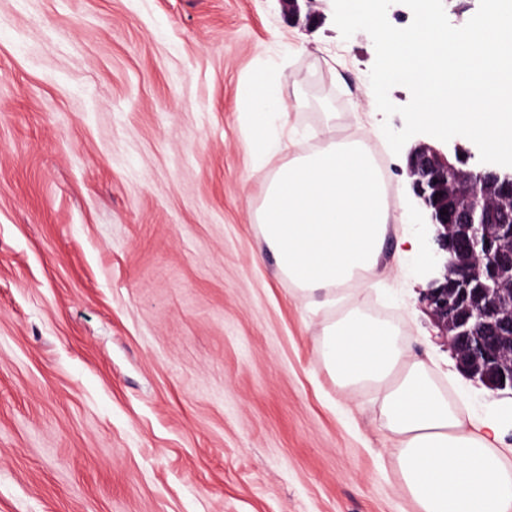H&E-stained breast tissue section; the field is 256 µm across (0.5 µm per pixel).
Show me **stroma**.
<instances>
[{"label":"stroma","instance_id":"1","mask_svg":"<svg viewBox=\"0 0 512 512\" xmlns=\"http://www.w3.org/2000/svg\"><path fill=\"white\" fill-rule=\"evenodd\" d=\"M279 0H0V512H417L372 389L318 344L324 292L279 275L263 187L327 136L363 140L415 211L369 34ZM269 69L295 142L249 155ZM427 225L394 223L339 310L394 317L473 416L512 410L458 368L422 296Z\"/></svg>","mask_w":512,"mask_h":512}]
</instances>
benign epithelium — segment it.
Returning a JSON list of instances; mask_svg holds the SVG:
<instances>
[{
  "label": "benign epithelium",
  "mask_w": 512,
  "mask_h": 512,
  "mask_svg": "<svg viewBox=\"0 0 512 512\" xmlns=\"http://www.w3.org/2000/svg\"><path fill=\"white\" fill-rule=\"evenodd\" d=\"M469 159L427 143L408 155L442 266L426 301L460 370L492 391H512V171L470 167Z\"/></svg>",
  "instance_id": "benign-epithelium-1"
}]
</instances>
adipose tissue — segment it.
<instances>
[{
  "label": "adipose tissue",
  "mask_w": 512,
  "mask_h": 512,
  "mask_svg": "<svg viewBox=\"0 0 512 512\" xmlns=\"http://www.w3.org/2000/svg\"><path fill=\"white\" fill-rule=\"evenodd\" d=\"M248 149L254 161L286 149L272 140V117H286L269 70L256 71ZM258 218L279 272L302 295L325 290V306L358 280L381 270L391 213L386 183L364 143L331 142L281 167L265 186ZM324 364L339 389L376 391L392 457L420 512H512V467L497 447L494 420H471L427 364L403 349L390 322L351 308L326 319L319 336Z\"/></svg>",
  "instance_id": "1"
}]
</instances>
